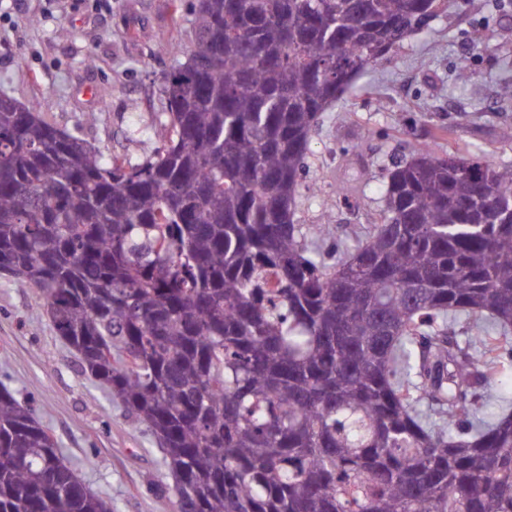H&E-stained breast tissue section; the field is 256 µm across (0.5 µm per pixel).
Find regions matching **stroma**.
I'll return each instance as SVG.
<instances>
[{
  "instance_id": "1",
  "label": "stroma",
  "mask_w": 512,
  "mask_h": 512,
  "mask_svg": "<svg viewBox=\"0 0 512 512\" xmlns=\"http://www.w3.org/2000/svg\"><path fill=\"white\" fill-rule=\"evenodd\" d=\"M194 0H0V96L38 104L61 129L105 155L135 161L159 146L163 77ZM487 47L474 49L475 39ZM473 73L456 78L460 60ZM512 0L447 7L364 74L327 112L300 177L299 223L329 222L330 245L355 243L382 209L393 161L428 145L437 154L493 157L512 170ZM451 138L434 140L437 127ZM358 181L345 197L340 185ZM0 383L28 402L80 480L114 512H171L173 480L143 423L83 375L34 289L0 276Z\"/></svg>"
}]
</instances>
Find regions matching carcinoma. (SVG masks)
I'll return each mask as SVG.
<instances>
[{
	"mask_svg": "<svg viewBox=\"0 0 512 512\" xmlns=\"http://www.w3.org/2000/svg\"><path fill=\"white\" fill-rule=\"evenodd\" d=\"M437 6L196 0L140 163L0 97V275L149 428L174 512H512V397L482 412L512 353V171L417 148L337 257L296 219L320 114ZM0 512H114L6 388Z\"/></svg>",
	"mask_w": 512,
	"mask_h": 512,
	"instance_id": "cac0c4a2",
	"label": "carcinoma"
}]
</instances>
